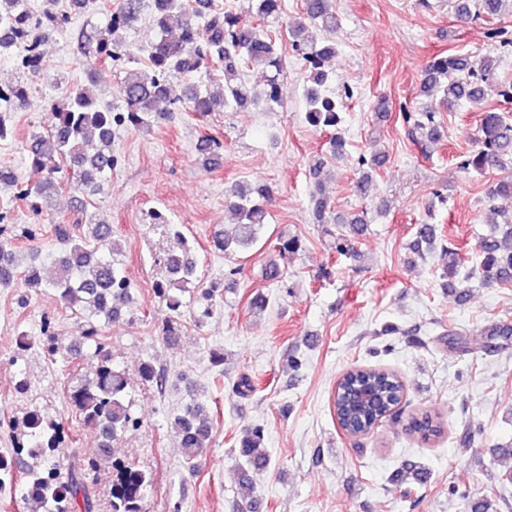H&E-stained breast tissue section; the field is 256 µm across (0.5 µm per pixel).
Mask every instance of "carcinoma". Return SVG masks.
Segmentation results:
<instances>
[{"mask_svg": "<svg viewBox=\"0 0 512 512\" xmlns=\"http://www.w3.org/2000/svg\"><path fill=\"white\" fill-rule=\"evenodd\" d=\"M256 17L275 23L281 19L282 0H253ZM89 0H69L64 10L45 8L36 13L29 0H0V53L16 49L14 67L16 77L8 92L0 94V141L12 135L4 113L21 110L29 104L30 77L39 73L41 57L47 48L45 36L51 30L64 28L76 14L88 8ZM512 10V0H452L458 22L467 24L486 14L494 17L504 8ZM149 9L158 37L147 50L145 66L127 73L120 82L122 106L114 109L102 103L93 91L94 79L86 83H68L60 96L47 102L54 122L43 132H33L22 144L30 166L41 178L28 182L11 169L0 167V181H7L17 189L16 196L27 201L38 215L49 213L53 194L67 185L76 184L93 192H101L109 185L112 171L119 163L113 145L116 132L122 128L144 129L160 124L169 113L159 111V104H184L192 112L205 114L225 107L242 109L254 102V94L243 78L242 68L252 67L272 72L268 79L265 102L270 108L280 104L278 77L285 69V60L278 53L275 40L266 31L254 26L230 10L214 9L210 0H118L110 12L106 29L85 30L81 36L82 55L101 65L112 64L131 55V44L124 32ZM339 19L334 0H304L301 16L289 24L291 47L305 66L306 80L303 97L306 120L312 126L336 127L340 124L342 97L330 90L331 73L325 63L337 53L336 33ZM485 53L436 54L422 67L420 92L435 103L414 110L403 105L399 117L422 150L442 139V126L437 113L461 105L475 106L487 96L496 95L512 102V81L502 82L496 77L497 53L512 44V31L505 27L492 28L487 34ZM206 70L209 79L222 84V91L214 93L208 86L178 87L179 76H189ZM223 152V145L214 138H206L199 154L208 167H215ZM386 152L373 149L360 153L354 165L360 173L355 191L365 194L369 178L386 161ZM462 167L485 175L491 170L505 173L489 193L488 206L491 231L478 242L482 254L480 267L465 277L469 282L475 276L484 285L512 283V209L501 202H512V117L493 109L480 115L478 134L471 152L462 161ZM272 203L268 189L254 190L236 183L225 191L226 206L237 215L232 224L213 239L214 250L228 259L255 245L264 226L267 206ZM314 216L320 224H341L338 233L325 232L335 240L336 252L353 250L352 241L361 236L367 221L359 213L341 217L332 216L330 201L321 194L313 196ZM74 224L55 225V234L61 251L55 265L57 275L45 280L37 275L36 267L19 269L15 263L11 241L0 239V285L16 284L22 288H47L54 292L65 306L77 307L87 319L83 336L89 343H99V319L117 322L130 310L133 284L117 263L115 255L121 250L114 238L112 225L88 216L84 208ZM436 227L417 225L409 247L411 253L424 257L435 247ZM441 255L448 258L445 274L453 278L461 264L460 248L441 247ZM161 277L155 283V295L170 311L182 306L185 292L201 291L209 301L218 293L221 284L203 287L198 260L186 237L174 254L156 258ZM376 388L382 395L380 406L367 411L351 406V394L362 386ZM128 382L123 372L113 367L104 355L95 378L73 389L70 393L83 424L97 428L104 434L100 452L108 455L110 441L139 421L126 404ZM405 386L392 371L382 368L356 367L336 382L334 409L340 429L347 435L359 437L370 433L391 415L403 412ZM29 430V455L41 465L47 451L57 447L61 435H50L44 420L36 412L26 417ZM172 427L180 439V446L188 466L195 465L202 449L212 443V419L201 402L184 406L172 417ZM442 423L427 410L407 415L405 431L424 441L441 433ZM263 428L244 430L238 442V457L242 464L255 471L266 468L270 458L262 448ZM116 467L122 478L112 482V512H144V491L151 477L134 466L119 461ZM32 480L27 485L25 498L32 512H75L82 506L91 512L92 498L82 478L81 468L71 465L66 476L54 468L43 472L31 470Z\"/></svg>", "mask_w": 512, "mask_h": 512, "instance_id": "obj_1", "label": "carcinoma"}]
</instances>
